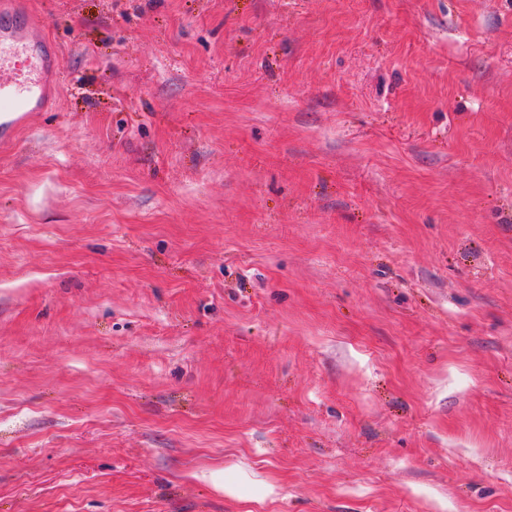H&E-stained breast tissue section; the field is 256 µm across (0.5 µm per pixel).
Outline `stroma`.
I'll use <instances>...</instances> for the list:
<instances>
[{"instance_id": "35a3bbf8", "label": "stroma", "mask_w": 512, "mask_h": 512, "mask_svg": "<svg viewBox=\"0 0 512 512\" xmlns=\"http://www.w3.org/2000/svg\"><path fill=\"white\" fill-rule=\"evenodd\" d=\"M11 6L0 512H512V0ZM29 15H12L0 22V119L24 112H44L48 76L60 71V55L52 53L43 33L28 37ZM23 57L22 68L18 67Z\"/></svg>"}]
</instances>
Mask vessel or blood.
<instances>
[{"mask_svg": "<svg viewBox=\"0 0 512 512\" xmlns=\"http://www.w3.org/2000/svg\"><path fill=\"white\" fill-rule=\"evenodd\" d=\"M28 15L0 20V118L44 111L48 76L59 71L60 55L44 35L27 36Z\"/></svg>", "mask_w": 512, "mask_h": 512, "instance_id": "obj_1", "label": "vessel or blood"}]
</instances>
